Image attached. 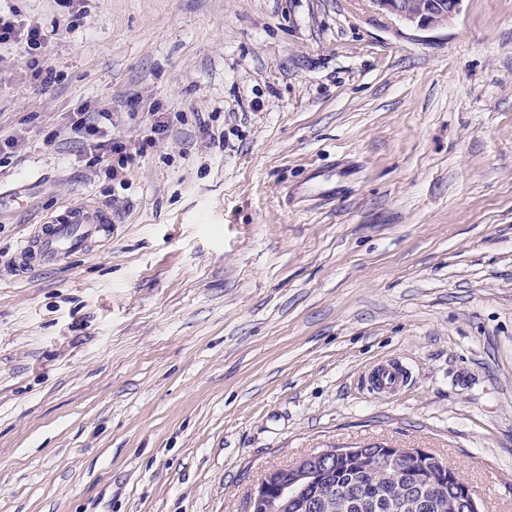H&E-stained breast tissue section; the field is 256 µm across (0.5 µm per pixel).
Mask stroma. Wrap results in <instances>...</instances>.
<instances>
[{
    "label": "stroma",
    "instance_id": "1",
    "mask_svg": "<svg viewBox=\"0 0 512 512\" xmlns=\"http://www.w3.org/2000/svg\"><path fill=\"white\" fill-rule=\"evenodd\" d=\"M0 12L57 73L0 49V512H248L264 471L371 447L512 512V0L426 34L370 0ZM84 103L122 177L54 140ZM71 203L111 238L16 271ZM385 361L407 382L378 394ZM46 35L43 34L40 27L31 23H23L22 20L13 19L11 17L0 16V48L2 45L10 46L17 43L26 45L27 54L32 56L29 58L27 65L31 68L34 76L39 81L42 89H47L56 83L57 75L51 67L39 66L37 51L41 53V49L46 42ZM73 113L76 115V120L71 123L70 130L78 136L77 138L81 139L83 143L90 140L95 143L93 148L106 150L112 157L117 156L116 164L112 158V165L109 166L112 178H117L125 169L128 161L132 159V155L127 151L125 143L117 138H112V112L108 110L90 111L88 105H80Z\"/></svg>",
    "mask_w": 512,
    "mask_h": 512
}]
</instances>
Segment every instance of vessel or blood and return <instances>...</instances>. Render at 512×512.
<instances>
[{
    "mask_svg": "<svg viewBox=\"0 0 512 512\" xmlns=\"http://www.w3.org/2000/svg\"><path fill=\"white\" fill-rule=\"evenodd\" d=\"M111 227L112 216L107 210L67 206L62 214L36 225L33 233L20 243L18 267L28 270L56 266L101 242ZM403 382L401 372L390 365L377 368L372 376L373 386L379 391L397 389Z\"/></svg>",
    "mask_w": 512,
    "mask_h": 512,
    "instance_id": "1",
    "label": "vessel or blood"
}]
</instances>
